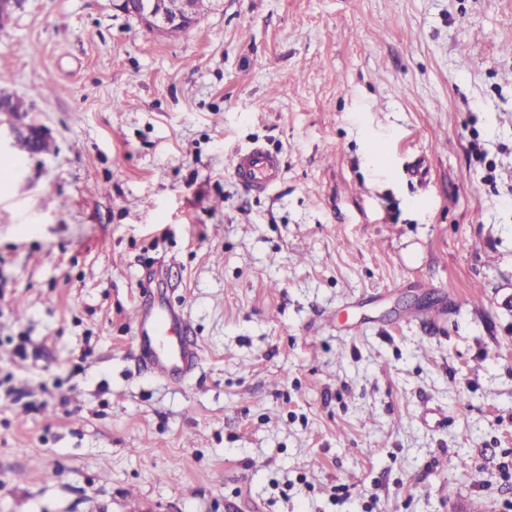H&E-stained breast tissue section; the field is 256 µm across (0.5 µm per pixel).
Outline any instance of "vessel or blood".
<instances>
[{"mask_svg": "<svg viewBox=\"0 0 512 512\" xmlns=\"http://www.w3.org/2000/svg\"><path fill=\"white\" fill-rule=\"evenodd\" d=\"M233 173L238 182L254 193L268 191L280 179L281 161L262 146L254 145L238 151ZM136 330L143 338L145 354L153 367L174 381L184 380L197 364V353L190 341H173L172 332L185 329L186 323L173 307L154 312L138 311Z\"/></svg>", "mask_w": 512, "mask_h": 512, "instance_id": "b4317fda", "label": "vessel or blood"}]
</instances>
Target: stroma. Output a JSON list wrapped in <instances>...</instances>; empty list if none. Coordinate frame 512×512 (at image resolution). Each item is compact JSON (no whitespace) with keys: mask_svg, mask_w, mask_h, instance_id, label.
<instances>
[{"mask_svg":"<svg viewBox=\"0 0 512 512\" xmlns=\"http://www.w3.org/2000/svg\"><path fill=\"white\" fill-rule=\"evenodd\" d=\"M0 87V512H512V0H24ZM114 7L132 16L150 32L157 36H165L169 29V37H178L195 26L202 15L211 11V0H115ZM183 27V28H180ZM9 136L13 138H25L27 140H21L18 145H22V147L28 152L31 151H44L48 149L47 141H42L40 146L37 148L32 147L33 145H38L42 139L43 133L40 128L33 124H15L12 123L9 127ZM31 143V144H30ZM233 173L237 181L254 193H265L280 179V158L262 146L254 145L236 152ZM135 326L138 335L144 336L145 355L159 373L183 381L194 370L198 357L190 341L169 338L175 330L186 329L184 318L172 306L155 312L137 310Z\"/></svg>","mask_w":512,"mask_h":512,"instance_id":"35a3bbf8","label":"stroma"}]
</instances>
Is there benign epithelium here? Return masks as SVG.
Segmentation results:
<instances>
[{
  "label": "benign epithelium",
  "mask_w": 512,
  "mask_h": 512,
  "mask_svg": "<svg viewBox=\"0 0 512 512\" xmlns=\"http://www.w3.org/2000/svg\"><path fill=\"white\" fill-rule=\"evenodd\" d=\"M114 7L136 17L150 32L157 36H165L169 29L179 26L190 29L199 18L195 13L193 0H115ZM24 104L10 92H0V112L23 117ZM9 136L25 138L37 145L42 139L40 128L33 124H11Z\"/></svg>",
  "instance_id": "7a95c632"
}]
</instances>
